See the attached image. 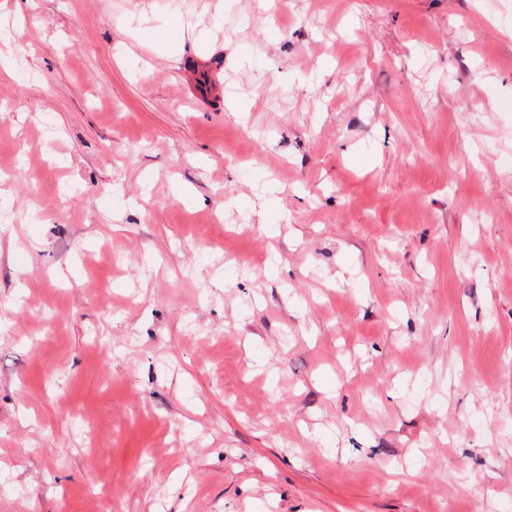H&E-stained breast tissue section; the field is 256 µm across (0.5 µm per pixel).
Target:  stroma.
I'll use <instances>...</instances> for the list:
<instances>
[{
  "mask_svg": "<svg viewBox=\"0 0 512 512\" xmlns=\"http://www.w3.org/2000/svg\"><path fill=\"white\" fill-rule=\"evenodd\" d=\"M0 512H512V0H0Z\"/></svg>",
  "mask_w": 512,
  "mask_h": 512,
  "instance_id": "1",
  "label": "stroma"
}]
</instances>
